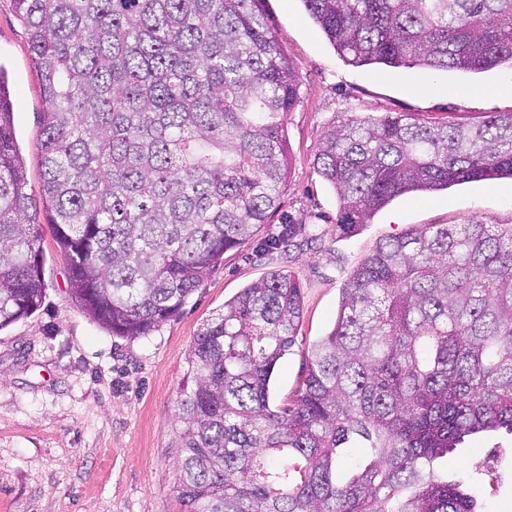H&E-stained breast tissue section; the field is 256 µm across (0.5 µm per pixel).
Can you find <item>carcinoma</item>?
Listing matches in <instances>:
<instances>
[{"mask_svg":"<svg viewBox=\"0 0 512 512\" xmlns=\"http://www.w3.org/2000/svg\"><path fill=\"white\" fill-rule=\"evenodd\" d=\"M11 2L48 109L35 196L0 64V330L41 305L44 219L83 309L147 336L279 204L298 71L261 0ZM303 3L357 66H512V0ZM314 165L353 234L400 196L512 178V112L474 125L352 116L328 126ZM296 235L290 224L262 247ZM302 303L298 280L272 271L194 337L178 414L185 512H479L436 464L466 436L512 432V229L468 220L378 244L297 399L275 407ZM356 438L366 455L340 479Z\"/></svg>","mask_w":512,"mask_h":512,"instance_id":"obj_1","label":"carcinoma"}]
</instances>
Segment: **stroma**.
Wrapping results in <instances>:
<instances>
[{
	"label": "stroma",
	"mask_w": 512,
	"mask_h": 512,
	"mask_svg": "<svg viewBox=\"0 0 512 512\" xmlns=\"http://www.w3.org/2000/svg\"><path fill=\"white\" fill-rule=\"evenodd\" d=\"M261 7L300 79L299 102L287 115L291 170L277 208L253 239L225 253L177 316L135 339L113 335L84 311L70 293L67 262L43 228L42 304L0 331V512H181L177 416L192 388L188 354L225 300L274 270L298 280L303 316L271 388L274 404L287 403L297 397L312 347L334 325L344 283L379 242L469 219L512 228V180L501 179L401 197L344 235L337 195L314 165L326 127L353 113L471 125L488 112H512V96L494 92L512 80L511 67L432 75L354 66L312 23L302 0H263ZM0 64L9 72L16 135L35 192L45 105L11 0H0ZM284 224L300 229L294 246L261 250ZM438 467L470 483L483 512H512L511 432L469 436Z\"/></svg>",
	"instance_id": "35a3bbf8"
}]
</instances>
